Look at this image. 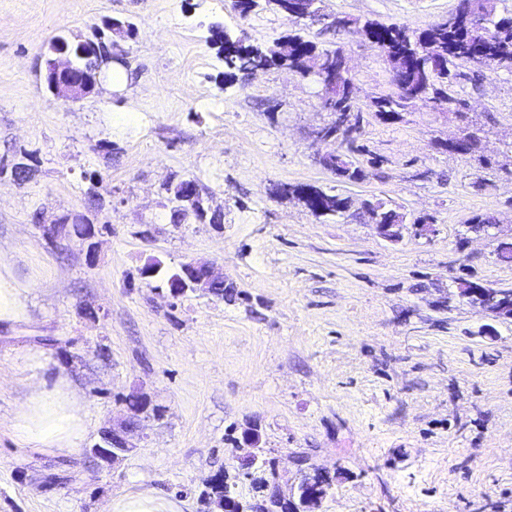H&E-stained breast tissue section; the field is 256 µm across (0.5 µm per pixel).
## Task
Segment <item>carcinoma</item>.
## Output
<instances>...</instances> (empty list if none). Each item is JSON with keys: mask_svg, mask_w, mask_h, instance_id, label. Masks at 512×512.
Returning <instances> with one entry per match:
<instances>
[{"mask_svg": "<svg viewBox=\"0 0 512 512\" xmlns=\"http://www.w3.org/2000/svg\"><path fill=\"white\" fill-rule=\"evenodd\" d=\"M294 2L297 3L302 21L321 22L325 31L346 30L377 45L394 68L396 81L415 93L413 98L400 94L371 98L370 110L384 122L391 123L400 119L401 113L416 104L431 105L434 97L445 91L448 92V107L459 109L464 100L456 96L455 86L460 78L457 68L466 60H477L490 71L512 69V13L502 15L498 12L501 0H458L449 21L438 22L420 30L374 20L361 21L339 16L331 18L322 12V0ZM286 41L288 66L322 83L320 74L312 70V64L318 62L324 70H329L335 63L336 49L321 48L298 32L288 35ZM220 42L223 44L224 60L230 70L251 73L258 67L282 64L271 52L245 44L243 38H234L224 33ZM321 99L326 111L349 113L354 120L351 134L344 139L342 145L335 147V152L327 154L321 165L345 181L364 179V171L354 166L352 161L353 154L364 151V146L359 144L363 117L358 88H348V80L345 79L331 90L322 92ZM481 133L479 127L467 128V139L461 145L463 154L477 151L482 140ZM164 189L172 193L169 199L171 215L174 223L179 224L181 220L178 214L190 212L192 203H177L179 195L174 190L178 186L173 182H166ZM306 189L314 194L316 206L323 210V221L335 219L348 208V198L318 187L290 186L287 192L296 195ZM364 208L370 216L376 217L379 224H400L405 221L404 214L382 200L374 203L367 201ZM52 225L55 238L60 241L73 237L83 239L91 233V224L87 222L70 224L58 217L52 221ZM246 442L254 443L256 447L252 448L245 471L232 477L226 474L208 483V495L227 500L233 512H302L301 500L306 492L314 489L324 495L331 486L330 479L319 481L304 471L296 485V498L290 500L282 496L274 461L268 457L266 449L258 447L260 436H248ZM243 480L249 481L251 487L252 497L249 500L243 499L238 492V484Z\"/></svg>", "mask_w": 512, "mask_h": 512, "instance_id": "cac0c4a2", "label": "carcinoma"}]
</instances>
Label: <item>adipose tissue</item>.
<instances>
[{"label": "adipose tissue", "mask_w": 512, "mask_h": 512, "mask_svg": "<svg viewBox=\"0 0 512 512\" xmlns=\"http://www.w3.org/2000/svg\"><path fill=\"white\" fill-rule=\"evenodd\" d=\"M12 424L19 445L32 451L66 455L74 452L87 429L79 390L63 373L38 379L17 406ZM105 512H183L179 501L152 489L111 499Z\"/></svg>", "instance_id": "obj_1"}]
</instances>
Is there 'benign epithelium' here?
I'll return each mask as SVG.
<instances>
[{"label":"benign epithelium","instance_id":"1","mask_svg":"<svg viewBox=\"0 0 512 512\" xmlns=\"http://www.w3.org/2000/svg\"><path fill=\"white\" fill-rule=\"evenodd\" d=\"M105 28L111 33V38L97 45H91L86 40L72 42L66 37L56 39L51 45L45 81L52 100L74 102L85 98L95 90L104 70L124 62L118 41L130 36L128 25L112 19L105 22ZM350 73L348 58L341 51L337 54L336 65L331 68V82L335 83ZM352 124L351 116L338 113L334 116V122L316 128L313 137L328 149ZM222 282L224 277L216 274L210 263L190 261L180 266L179 275L169 282V291L173 296L182 295L190 289L209 293ZM457 295L498 317L512 318V308H504V294L500 289L459 281ZM138 428V420L130 416L122 419L102 432L101 442L90 448V453L104 462H115L131 451L133 445L130 436Z\"/></svg>","mask_w":512,"mask_h":512}]
</instances>
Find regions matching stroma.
<instances>
[{"instance_id":"obj_1","label":"stroma","mask_w":512,"mask_h":512,"mask_svg":"<svg viewBox=\"0 0 512 512\" xmlns=\"http://www.w3.org/2000/svg\"><path fill=\"white\" fill-rule=\"evenodd\" d=\"M457 0H323L325 14L423 29ZM133 23L122 41L127 85L104 79L76 103L51 101L45 54L59 36ZM220 27L268 50L293 30L267 5L240 17L234 0H0V156L37 160L26 181L0 176V267L25 289L29 317L0 322V512H104L152 488L214 512L201 492L239 469L246 430L278 462L283 492L301 464L332 485L317 512H512V319L460 300L463 278L512 288V72L456 86L466 120L416 106L394 123L363 114L353 157L363 180L340 181L318 156L331 121L319 87L284 67L228 76ZM341 48L363 97L395 91L372 43L307 24ZM485 133L473 154L443 141L464 122ZM106 187L86 205L96 177ZM196 180L207 213L175 224L163 185ZM349 197L333 222L286 185ZM404 213L400 241L380 237L366 200ZM81 214L94 234L50 244L42 224ZM496 224L476 233L470 221ZM428 218L432 233L413 222ZM213 263L224 295L174 298L163 278L189 259ZM162 276L142 282L147 261ZM47 360L79 386L80 449L39 454L11 419ZM144 393L134 450L113 464L88 452Z\"/></svg>"}]
</instances>
